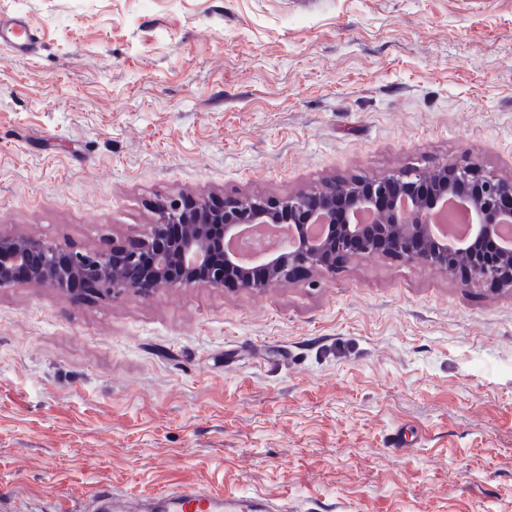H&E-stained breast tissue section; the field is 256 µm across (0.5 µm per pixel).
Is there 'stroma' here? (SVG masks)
<instances>
[{"label": "stroma", "instance_id": "obj_1", "mask_svg": "<svg viewBox=\"0 0 512 512\" xmlns=\"http://www.w3.org/2000/svg\"><path fill=\"white\" fill-rule=\"evenodd\" d=\"M0 237L144 235L463 160L512 178V0H0ZM400 438L404 449L392 448ZM197 484L288 512H512V288L348 257L257 291L0 289V512ZM38 40L31 32L26 20L20 15H14L6 20L0 18V44L7 45L15 51L32 53Z\"/></svg>", "mask_w": 512, "mask_h": 512}]
</instances>
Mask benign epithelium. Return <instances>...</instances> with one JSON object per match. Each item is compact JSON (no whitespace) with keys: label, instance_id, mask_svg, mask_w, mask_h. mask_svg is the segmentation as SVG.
Masks as SVG:
<instances>
[{"label":"benign epithelium","instance_id":"7a95c632","mask_svg":"<svg viewBox=\"0 0 512 512\" xmlns=\"http://www.w3.org/2000/svg\"><path fill=\"white\" fill-rule=\"evenodd\" d=\"M462 200L468 210L471 232L461 242L443 235L432 236L430 226L448 204V197ZM156 219L147 233L126 248L110 252L66 253L52 243L31 238H0V289L22 282L16 271H28L27 281L61 291L74 278L109 295L136 291L147 296L155 289L203 284L221 288L234 271L240 288H270L295 268L336 269L322 265L328 252L344 257L378 254L456 272L467 282L512 288V245L497 242L494 256H485L475 243L500 237L503 226L512 227V180L483 170L477 163L445 165L435 173L412 170L380 179L355 181L346 189L333 186L298 191L277 201H225L216 198L170 197L156 205ZM169 224H180L179 238L165 233ZM221 224V244L236 239L254 224H291L303 229L318 225L322 234L301 237L298 247L278 255L260 251L245 268L230 251L224 264L215 266L210 254L215 243L208 228ZM181 256L179 274L171 272L168 256ZM147 271V288L122 276L120 269ZM265 272L256 281L252 269Z\"/></svg>","mask_w":512,"mask_h":512}]
</instances>
